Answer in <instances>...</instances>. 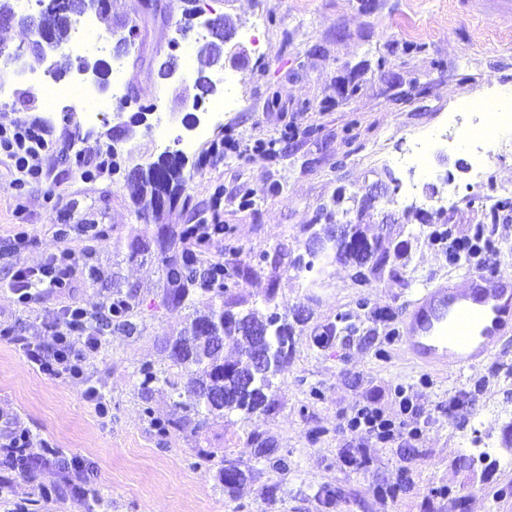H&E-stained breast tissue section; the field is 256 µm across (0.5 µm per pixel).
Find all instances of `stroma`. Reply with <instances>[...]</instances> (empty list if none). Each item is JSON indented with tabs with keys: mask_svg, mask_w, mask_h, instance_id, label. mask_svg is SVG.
Wrapping results in <instances>:
<instances>
[{
	"mask_svg": "<svg viewBox=\"0 0 512 512\" xmlns=\"http://www.w3.org/2000/svg\"><path fill=\"white\" fill-rule=\"evenodd\" d=\"M157 0L143 16L137 0H110L113 24L137 25L130 53L113 52L128 105L150 111L132 137L113 142L112 112L93 123L80 113L47 111L39 93L18 87L0 105V124L39 120L52 130L41 183L16 190L8 161L0 160V415L15 417L34 442L57 456L12 459L0 449V474L18 493L58 479L60 461L87 473L88 496L39 501L35 512H512V343L473 368L429 370L398 348L400 314L419 289L469 271L432 241L433 225L419 224L416 197L437 199L444 176L473 181L469 148L430 152L428 174L386 172V159L411 138L448 122L462 104L482 110L498 90L512 89V24L495 19L493 0L463 11L457 0ZM224 18L233 36L223 44L220 73L238 77L239 107L225 113L208 137L186 153L188 203L161 218L141 216L123 177L157 161L164 143L189 138L183 121L203 115L224 94L198 95L187 54L203 43L204 23ZM416 51L404 52L406 43ZM386 57L378 68V57ZM355 77L351 100L339 81ZM278 106H271V96ZM164 100L162 115L151 112ZM117 150L118 170L88 176L87 159ZM394 181L364 218L322 207ZM253 205L240 206L242 196ZM229 225L202 249L208 260L229 252L275 253L278 267L241 274L235 295L242 308L277 311L293 330L295 348L274 379L268 412H225L196 430H178L176 386L187 374L173 365L167 341L189 315L205 310L208 293L190 287L174 301L164 271V235L199 223ZM361 220L368 238L403 245L396 278L358 283L351 266L331 261L318 279L294 267L310 235ZM81 264L66 287L23 305L11 289L17 270L36 268L63 248ZM130 305L126 325L102 332L103 346L80 379H51L33 370L15 337L46 335L66 305L87 310L89 332L116 296ZM366 306H359V298ZM332 327L331 343L311 338ZM166 382L143 388L142 369ZM95 386L110 412L99 417L84 390ZM419 395L431 419L417 448L369 442L361 465L340 450L341 417L369 404L400 413L395 387ZM457 403L449 417V403ZM271 450L261 455L258 442ZM239 466L234 487L220 480L222 464Z\"/></svg>",
	"mask_w": 512,
	"mask_h": 512,
	"instance_id": "1",
	"label": "stroma"
}]
</instances>
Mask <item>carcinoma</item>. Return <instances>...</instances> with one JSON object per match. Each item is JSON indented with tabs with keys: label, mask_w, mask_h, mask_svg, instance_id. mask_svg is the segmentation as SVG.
I'll return each mask as SVG.
<instances>
[{
	"label": "carcinoma",
	"mask_w": 512,
	"mask_h": 512,
	"mask_svg": "<svg viewBox=\"0 0 512 512\" xmlns=\"http://www.w3.org/2000/svg\"><path fill=\"white\" fill-rule=\"evenodd\" d=\"M59 0H50L41 15L39 25L47 27L48 34L62 48L67 49L71 35L68 25L56 17ZM184 157L176 150L165 152L157 161L137 169V175L129 179L135 188L136 204L142 214L160 218L166 209L175 206L185 192L183 178ZM326 242L330 252L322 259L349 262L361 269L360 281L377 279L388 272L398 274L396 260L402 257L400 247L391 250L379 240H369L361 225L349 224L332 233ZM164 259L167 282L172 286L173 298L181 300L186 286L200 283L203 290L213 293L208 311L194 317L180 333L169 340L170 356L176 366L187 370L192 379L188 386L177 392V405L186 415L176 422L185 427L191 423L188 414L202 420L222 417L224 410H241L253 414L269 406L266 391L273 387L272 376L288 361L295 340L287 324L280 322L278 313L260 316L254 309L235 312L234 287L242 269L238 266L209 264L205 274H200L202 259L194 251L184 248L172 250ZM127 300L116 297L112 301V317L100 318L101 326H109L111 320L127 316ZM227 345L239 349V356L232 362L224 361L222 352ZM274 346V365L269 374L262 373L255 359Z\"/></svg>",
	"instance_id": "cac0c4a2"
}]
</instances>
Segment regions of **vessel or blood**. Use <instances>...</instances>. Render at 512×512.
Listing matches in <instances>:
<instances>
[{"instance_id": "b4317fda", "label": "vessel or blood", "mask_w": 512, "mask_h": 512, "mask_svg": "<svg viewBox=\"0 0 512 512\" xmlns=\"http://www.w3.org/2000/svg\"><path fill=\"white\" fill-rule=\"evenodd\" d=\"M512 340V276L472 271L422 289L399 319L404 351L426 368L481 364Z\"/></svg>"}]
</instances>
